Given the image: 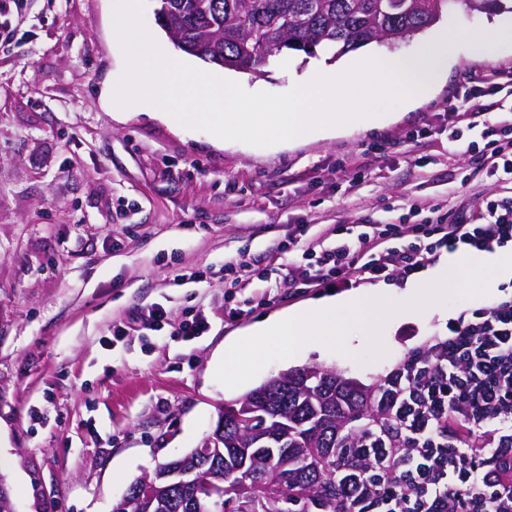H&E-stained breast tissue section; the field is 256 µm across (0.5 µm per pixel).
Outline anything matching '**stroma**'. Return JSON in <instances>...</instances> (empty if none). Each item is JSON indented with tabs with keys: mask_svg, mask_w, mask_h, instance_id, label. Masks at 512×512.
<instances>
[{
	"mask_svg": "<svg viewBox=\"0 0 512 512\" xmlns=\"http://www.w3.org/2000/svg\"><path fill=\"white\" fill-rule=\"evenodd\" d=\"M443 26L475 37L512 25V14L457 7ZM11 45L0 50V475L15 512H112L139 476L197 447L225 403L268 378L308 363L372 381L426 339L445 334L471 299L400 312L384 327L383 358L360 363L302 350L267 365L249 384L215 379L223 344L283 311L329 297L297 290L284 270L233 288L224 261H262L276 245L347 218L345 237L368 221L395 223L411 200L439 202L476 173L473 132L449 142L446 112L472 107L456 95L465 75L512 68V37L490 60L460 45L440 86L415 108L391 107L371 129L302 144H215L211 134L174 130L144 107H118L126 58L114 0H12L0 12ZM319 56L287 50L249 92H288L313 79ZM428 130L415 145L411 135ZM386 151H379V144ZM363 184L349 182L355 168ZM456 202L467 210L501 192L476 173ZM205 272L204 281L193 280ZM158 304L170 323L204 312L209 331L189 342L141 330L114 339L134 308Z\"/></svg>",
	"mask_w": 512,
	"mask_h": 512,
	"instance_id": "1",
	"label": "stroma"
}]
</instances>
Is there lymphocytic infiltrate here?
Returning a JSON list of instances; mask_svg holds the SVG:
<instances>
[{
	"label": "lymphocytic infiltrate",
	"mask_w": 512,
	"mask_h": 512,
	"mask_svg": "<svg viewBox=\"0 0 512 512\" xmlns=\"http://www.w3.org/2000/svg\"><path fill=\"white\" fill-rule=\"evenodd\" d=\"M486 82L493 98L461 113L449 111L448 139H459L462 122L479 129L481 171L512 184V122L490 124L485 119L487 113L500 108L498 93L512 98V70L495 72ZM409 213L415 216V223L375 224L354 242L343 238L341 224H328L315 237L289 238L288 248L271 250L267 260L272 264L285 260L289 285L344 288L355 278L374 281L397 276L409 280L444 252L493 253L512 246L511 195L486 198L483 209L473 213L422 202L411 203ZM404 237L408 245L398 246V239ZM134 328H165L170 335L190 341L204 335L209 323L198 313L170 326L163 308L153 305L136 309L126 322L114 325L112 333L122 336ZM448 335L472 336L476 342L468 347L465 374L446 373L427 388L424 402L408 415L414 443L410 473L418 487L408 501L411 512H446L452 477L496 490L501 487L498 456L441 438L443 410L462 394H470L480 408L473 417L475 425L484 424L490 414L500 422L495 440L512 454V293L504 294L495 305L467 309L449 318Z\"/></svg>",
	"instance_id": "obj_1"
}]
</instances>
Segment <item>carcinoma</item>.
<instances>
[{"label":"carcinoma","instance_id":"1","mask_svg":"<svg viewBox=\"0 0 512 512\" xmlns=\"http://www.w3.org/2000/svg\"><path fill=\"white\" fill-rule=\"evenodd\" d=\"M460 5L512 13V0H154V15L181 50L257 78L285 50L312 55L318 47L330 48L337 58L372 43L410 40ZM450 368L466 365L460 358L448 360V339L439 336L371 383L335 366L289 368L282 391H272L265 381L224 405V431H213L224 453L218 465H202L192 448L143 475L158 487L153 501L141 497L133 483L115 512H358V491L374 500L401 485L394 475L374 476L366 448L376 440L405 451L410 404ZM246 404L287 415L288 428L269 423L256 432L245 422H232L230 413ZM468 406L457 401L445 408L446 421L462 440L479 437L465 418ZM173 466L196 469L202 482L181 485L161 478ZM469 497L493 512L499 493L450 483L448 512Z\"/></svg>","mask_w":512,"mask_h":512}]
</instances>
